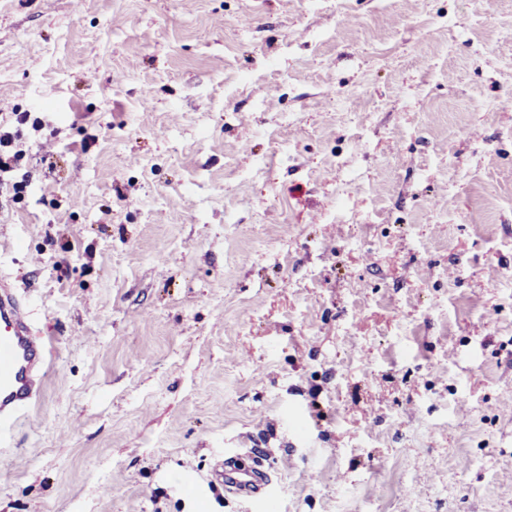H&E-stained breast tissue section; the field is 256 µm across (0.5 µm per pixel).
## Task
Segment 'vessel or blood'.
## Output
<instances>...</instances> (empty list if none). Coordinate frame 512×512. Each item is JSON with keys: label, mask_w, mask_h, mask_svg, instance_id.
Returning a JSON list of instances; mask_svg holds the SVG:
<instances>
[{"label": "vessel or blood", "mask_w": 512, "mask_h": 512, "mask_svg": "<svg viewBox=\"0 0 512 512\" xmlns=\"http://www.w3.org/2000/svg\"><path fill=\"white\" fill-rule=\"evenodd\" d=\"M53 341L37 332L32 312L14 281L0 277V430L11 427L38 399L52 367ZM251 464L227 459L215 473L226 494L254 504L268 497L269 474L260 452Z\"/></svg>", "instance_id": "vessel-or-blood-1"}]
</instances>
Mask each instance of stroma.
Wrapping results in <instances>:
<instances>
[{
  "label": "stroma",
  "mask_w": 512,
  "mask_h": 512,
  "mask_svg": "<svg viewBox=\"0 0 512 512\" xmlns=\"http://www.w3.org/2000/svg\"><path fill=\"white\" fill-rule=\"evenodd\" d=\"M17 112L0 512H512V0H0ZM53 341L37 332L14 281L0 277V438L38 399L52 367ZM254 463L242 465L239 459H225L217 464L215 474L218 481L224 484V491L231 495L253 504H259L269 496L267 486L269 484L268 471L263 468L260 457L262 452L251 451L248 453ZM260 459V460H258Z\"/></svg>",
  "instance_id": "1"
}]
</instances>
